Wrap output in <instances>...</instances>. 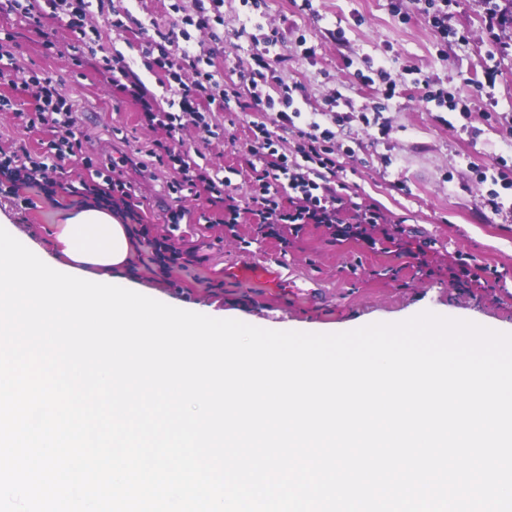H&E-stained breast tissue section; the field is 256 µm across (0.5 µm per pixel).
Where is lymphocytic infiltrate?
I'll list each match as a JSON object with an SVG mask.
<instances>
[{"instance_id": "f902f5d3", "label": "lymphocytic infiltrate", "mask_w": 512, "mask_h": 512, "mask_svg": "<svg viewBox=\"0 0 512 512\" xmlns=\"http://www.w3.org/2000/svg\"><path fill=\"white\" fill-rule=\"evenodd\" d=\"M8 9L27 24L41 27L45 17L64 21L74 44L71 57L75 72H82L87 63L82 51L87 31L84 18L89 0H7ZM144 55H158L168 65L173 82L172 96L179 100V111L169 112L159 107L155 96L150 95L145 84L131 69L120 65H106L101 70L104 81L117 87L139 105L146 125L165 132L168 142L175 139L183 127L182 113L190 111L198 124H205L202 105L218 101L246 98L256 110L275 109L283 103V110H275L276 127L294 130L299 141L300 161L288 159L274 148L273 133L265 123H254L251 139L244 149L251 156L250 190L244 198L227 194L221 199L224 207L223 221L238 224L242 216H249L256 224L269 228L271 235L283 237L285 231H300L303 225L317 224L326 228L331 236L365 238L366 227L383 221L380 211L353 201L346 183L340 182L336 164L335 135L324 129L317 119L296 126L293 114L287 108L293 103V86L282 81L277 74L276 61L257 57L254 68L238 72L236 78L225 77L216 67L212 56L204 50L190 46L180 52H170L165 45L147 39ZM25 90L35 101L33 111L15 110L18 126L31 130L39 126L51 129L54 138L44 154L20 161L17 152L0 147V182L12 187L39 188L47 195H54L56 182L52 177L59 162L75 157L81 159L91 178L81 180L79 193L94 205L112 213L130 216V186L116 173V164L94 161L85 151L82 134L78 128L76 108L72 101L59 94L48 77L32 76L23 82ZM275 88V95H268V88ZM275 127V128H276ZM161 145L158 162L170 169L171 193H194L198 190L219 191L224 180L212 175L189 153L173 151ZM288 185L293 195L282 201L276 195L279 185ZM135 246L150 249V261L160 270H168L175 263L192 264L193 254L183 253L172 237L151 235L148 226L131 229Z\"/></svg>"}]
</instances>
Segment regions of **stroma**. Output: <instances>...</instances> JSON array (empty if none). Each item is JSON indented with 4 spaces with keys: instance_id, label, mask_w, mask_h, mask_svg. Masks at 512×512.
Segmentation results:
<instances>
[{
    "instance_id": "obj_1",
    "label": "stroma",
    "mask_w": 512,
    "mask_h": 512,
    "mask_svg": "<svg viewBox=\"0 0 512 512\" xmlns=\"http://www.w3.org/2000/svg\"><path fill=\"white\" fill-rule=\"evenodd\" d=\"M503 0H449L447 40H440L415 0H224L223 24L191 30L223 65L225 76L245 69L264 53V36L279 31L274 49L286 83H301L294 106L324 113L335 134L336 162L359 203L380 209L387 227H372L370 241L335 239L306 225L279 241L259 225L237 231L199 223L177 237L193 252L189 269L164 277L134 256L133 280L143 295L207 316H226L277 331L337 333L376 322H399L422 311L476 322L512 333V188L496 189L484 178L502 170L512 180V23L498 14ZM195 11L193 0H104L91 6L86 29L93 53L83 75L72 72L70 35L64 23L46 18L35 30L0 10V70L46 76L73 101L86 150L100 161L126 158L124 179L131 202L155 233L169 230V211L181 208L197 220L213 213L207 194H170L169 170L152 157L163 131L141 121L135 102L104 83L97 69L122 57L159 102L170 94L160 84L165 73L147 67L142 44L147 35L179 30ZM52 32L58 49L46 53L42 31ZM394 88L391 98L379 86ZM443 92L446 106L426 102V91ZM12 109L0 110V146L45 151L52 133L16 125L13 112L32 110L22 89L0 83ZM246 102H229L206 116L210 131L185 118L180 141L195 161L221 170L229 193L245 195L249 155L239 147L251 121H271ZM81 161L62 162L54 198L31 188L27 208L0 193V215L23 244L47 245L54 226L83 203L72 188L86 178ZM498 192L503 207L486 199ZM394 242H387L386 234ZM279 264L293 285L270 288L259 282L230 281L224 267L251 256ZM475 258L491 269V288L458 285L448 278L455 260Z\"/></svg>"
}]
</instances>
